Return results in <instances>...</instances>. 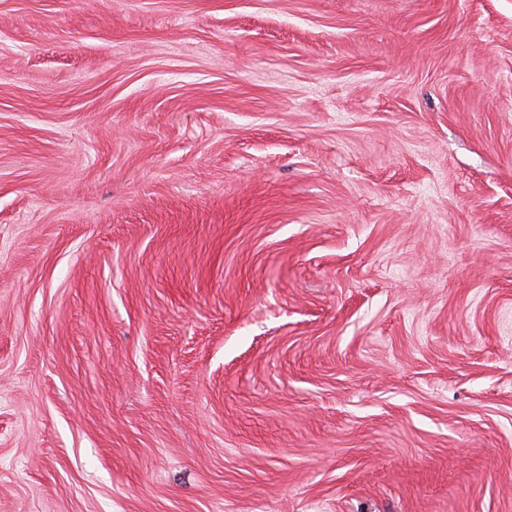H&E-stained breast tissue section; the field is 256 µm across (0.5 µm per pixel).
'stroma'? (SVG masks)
I'll return each mask as SVG.
<instances>
[{
  "mask_svg": "<svg viewBox=\"0 0 512 512\" xmlns=\"http://www.w3.org/2000/svg\"><path fill=\"white\" fill-rule=\"evenodd\" d=\"M0 512H512V0H0Z\"/></svg>",
  "mask_w": 512,
  "mask_h": 512,
  "instance_id": "obj_1",
  "label": "stroma"
}]
</instances>
